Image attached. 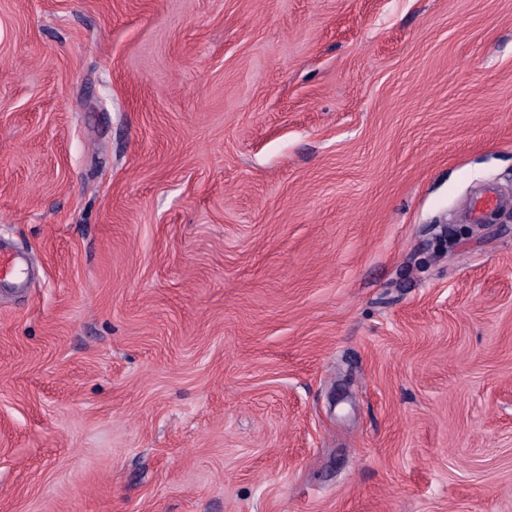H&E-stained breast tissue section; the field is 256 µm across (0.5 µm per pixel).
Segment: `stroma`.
Returning <instances> with one entry per match:
<instances>
[{
  "mask_svg": "<svg viewBox=\"0 0 512 512\" xmlns=\"http://www.w3.org/2000/svg\"><path fill=\"white\" fill-rule=\"evenodd\" d=\"M512 0H0V512H512ZM23 263V256L19 251L7 248L0 249V282L16 285L18 274Z\"/></svg>",
  "mask_w": 512,
  "mask_h": 512,
  "instance_id": "stroma-1",
  "label": "stroma"
}]
</instances>
